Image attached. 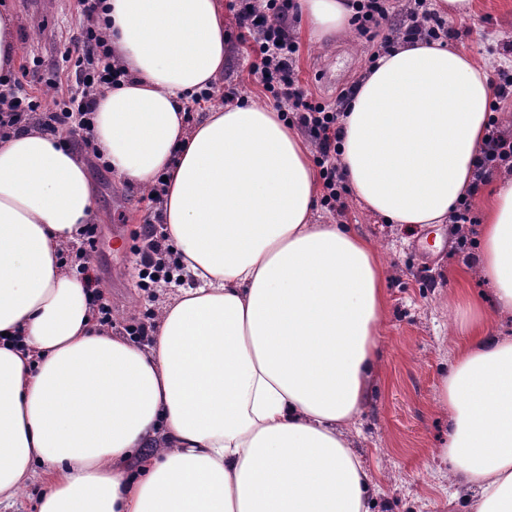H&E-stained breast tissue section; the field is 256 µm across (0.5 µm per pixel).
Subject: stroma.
<instances>
[{
	"mask_svg": "<svg viewBox=\"0 0 512 512\" xmlns=\"http://www.w3.org/2000/svg\"><path fill=\"white\" fill-rule=\"evenodd\" d=\"M0 10L12 12L18 21L21 61L15 74L23 88L53 99L47 80L56 72L69 91H77L74 70L62 55L79 28L78 0H0ZM288 25L300 45L299 77L316 97L334 101L365 70L372 44L357 30L323 44L311 37L301 16L290 17ZM452 25L459 32L455 48L483 62L494 60L512 47V0H475L471 14ZM224 29L230 41L223 84L239 85L245 97H259V89L246 81L250 58L235 41L232 13H225ZM89 177L101 215L97 243L92 249L79 244L76 252L88 254L121 332L156 312L175 290L168 285L143 288L138 277L148 236L142 189L122 183L110 171L93 168ZM342 199L348 205L344 218L320 206L315 223L340 219L352 225L376 247L388 272L387 311L378 338L380 375L354 435L355 450L378 485L373 512H465L464 500L451 497L450 466L441 455L448 421L437 395L460 340L455 293L469 291L484 308L492 306L487 285L470 271L481 227L389 224L351 193ZM117 230L125 246L114 251L107 244Z\"/></svg>",
	"mask_w": 512,
	"mask_h": 512,
	"instance_id": "35a3bbf8",
	"label": "stroma"
}]
</instances>
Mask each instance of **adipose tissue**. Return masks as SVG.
<instances>
[{"label": "adipose tissue", "mask_w": 512, "mask_h": 512, "mask_svg": "<svg viewBox=\"0 0 512 512\" xmlns=\"http://www.w3.org/2000/svg\"><path fill=\"white\" fill-rule=\"evenodd\" d=\"M128 82L98 96L93 139L125 183L167 178L162 218L183 286L147 344L100 326L63 259L99 220L87 164L37 123L0 139V503L38 512H371L351 438L380 373L375 247L317 224L311 149L262 101L184 108L224 71L221 0H106ZM313 37L346 0H300ZM494 100L487 66L398 45L367 68L340 163L392 224H445L468 189ZM512 316V173L499 174L474 263ZM464 339L441 382L443 449L468 512H512V338L460 292Z\"/></svg>", "instance_id": "obj_1"}]
</instances>
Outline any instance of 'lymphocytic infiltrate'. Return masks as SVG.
<instances>
[{"label":"lymphocytic infiltrate","instance_id":"1","mask_svg":"<svg viewBox=\"0 0 512 512\" xmlns=\"http://www.w3.org/2000/svg\"><path fill=\"white\" fill-rule=\"evenodd\" d=\"M83 19L80 32L71 37L63 55L74 62L81 73L80 93L55 100L54 111L41 112V103L27 94L12 72L0 74V135L26 126L34 113H42V128L54 132L56 126L71 125L83 146L91 144V115L95 98L101 92L124 83L128 74L112 57L106 32L99 22L103 0H80ZM358 29L376 39L368 60L376 62L382 52L399 43L422 41L448 42L456 38L455 29L434 10L427 0H414L407 15H400L393 0H353ZM240 41L252 59L249 74L271 97L278 111L289 113V121L310 139L322 181L321 204L344 213L341 192L346 181L339 164L344 107L354 95V88L343 89L335 104L320 101L305 89L296 74L299 44L290 34L287 20L293 0H229ZM512 166V137L491 127L485 148L477 164L476 180H490L498 166ZM148 248L141 256L140 276L149 283L169 281L174 269L171 252L164 237L150 232Z\"/></svg>","mask_w":512,"mask_h":512}]
</instances>
